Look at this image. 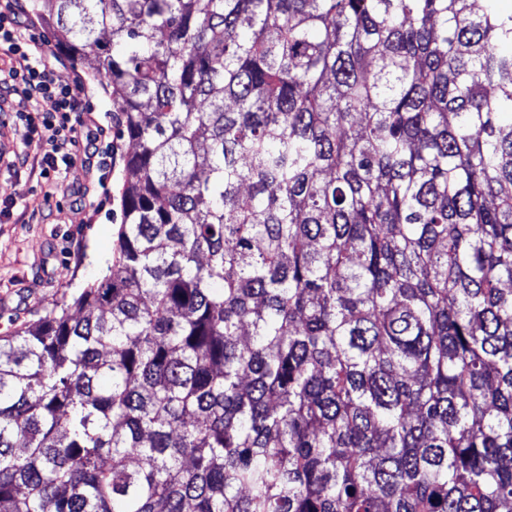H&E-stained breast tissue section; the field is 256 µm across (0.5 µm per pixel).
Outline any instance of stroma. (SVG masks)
Returning a JSON list of instances; mask_svg holds the SVG:
<instances>
[{"label":"stroma","instance_id":"stroma-1","mask_svg":"<svg viewBox=\"0 0 512 512\" xmlns=\"http://www.w3.org/2000/svg\"><path fill=\"white\" fill-rule=\"evenodd\" d=\"M60 81L81 79L88 90L84 113L112 119L119 112L88 65L61 56ZM13 96H0V203H12L0 217V336L32 323L37 314L58 298L63 287L80 290L102 279L112 263L117 226L122 221V170L114 168L106 202L94 191V174L75 162L55 186L38 172L8 169L15 153H36L7 118Z\"/></svg>","mask_w":512,"mask_h":512}]
</instances>
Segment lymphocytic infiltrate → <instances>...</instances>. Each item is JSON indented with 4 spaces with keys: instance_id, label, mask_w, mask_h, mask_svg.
Segmentation results:
<instances>
[{
    "instance_id": "lymphocytic-infiltrate-1",
    "label": "lymphocytic infiltrate",
    "mask_w": 512,
    "mask_h": 512,
    "mask_svg": "<svg viewBox=\"0 0 512 512\" xmlns=\"http://www.w3.org/2000/svg\"><path fill=\"white\" fill-rule=\"evenodd\" d=\"M0 48L21 60L19 68L0 77V88L16 97L13 117L22 137L25 142L39 143L42 149L38 162L41 177L60 179L82 146L80 98L85 87L77 80L58 81L55 52L24 32L9 2L0 7ZM40 100L51 101V109H35V102Z\"/></svg>"
}]
</instances>
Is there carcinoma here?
I'll return each mask as SVG.
<instances>
[{
	"instance_id": "carcinoma-1",
	"label": "carcinoma",
	"mask_w": 512,
	"mask_h": 512,
	"mask_svg": "<svg viewBox=\"0 0 512 512\" xmlns=\"http://www.w3.org/2000/svg\"><path fill=\"white\" fill-rule=\"evenodd\" d=\"M32 2L128 149L0 336V512H512V11Z\"/></svg>"
}]
</instances>
